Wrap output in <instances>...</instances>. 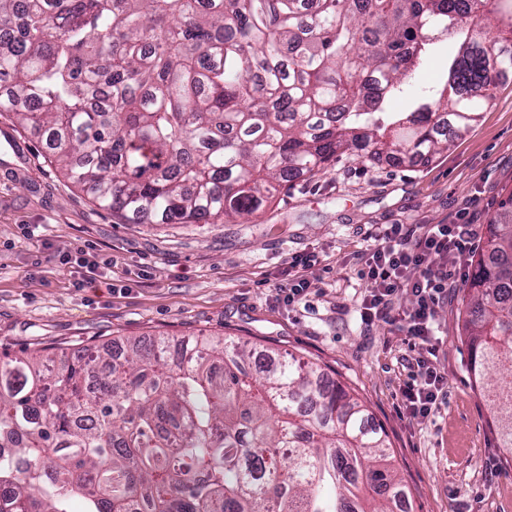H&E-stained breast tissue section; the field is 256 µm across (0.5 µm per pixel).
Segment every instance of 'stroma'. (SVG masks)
Segmentation results:
<instances>
[{
  "label": "stroma",
  "mask_w": 512,
  "mask_h": 512,
  "mask_svg": "<svg viewBox=\"0 0 512 512\" xmlns=\"http://www.w3.org/2000/svg\"><path fill=\"white\" fill-rule=\"evenodd\" d=\"M512 192V84L448 151L405 167L337 156L246 224H128L63 180L37 136L0 115V353L116 351L128 338L239 336L318 362L386 429L411 512H512V456L497 448L460 337L462 290L438 309L448 397L406 420L417 354L393 325H361L364 253L386 224H489ZM99 261L98 281L60 255ZM317 255L305 302L276 299L289 258Z\"/></svg>",
  "instance_id": "obj_1"
}]
</instances>
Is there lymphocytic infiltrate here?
<instances>
[{
    "instance_id": "obj_1",
    "label": "lymphocytic infiltrate",
    "mask_w": 512,
    "mask_h": 512,
    "mask_svg": "<svg viewBox=\"0 0 512 512\" xmlns=\"http://www.w3.org/2000/svg\"><path fill=\"white\" fill-rule=\"evenodd\" d=\"M473 224H388L379 233L378 246L365 262L366 282L359 305L362 325L377 321L396 325L411 340L422 345L409 381L401 390L403 414L409 419L433 417L444 402L447 378L432 340L437 309L448 295L452 277L449 261L462 262L474 245ZM311 254L292 255L285 283L276 292L283 303L304 300L314 286ZM411 305H403L404 296Z\"/></svg>"
}]
</instances>
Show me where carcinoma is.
<instances>
[{
	"instance_id": "1",
	"label": "carcinoma",
	"mask_w": 512,
	"mask_h": 512,
	"mask_svg": "<svg viewBox=\"0 0 512 512\" xmlns=\"http://www.w3.org/2000/svg\"><path fill=\"white\" fill-rule=\"evenodd\" d=\"M445 41L443 87L385 111ZM510 77L512 0H0V112L140 224L247 222L338 153L429 163ZM470 265L462 338L512 454V192ZM168 344L0 360V512H400L385 429L320 365Z\"/></svg>"
}]
</instances>
